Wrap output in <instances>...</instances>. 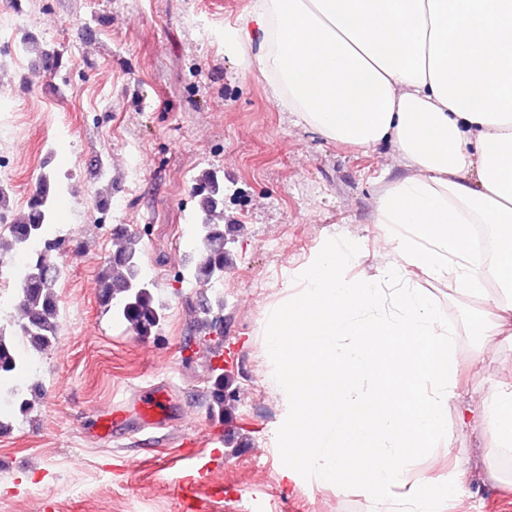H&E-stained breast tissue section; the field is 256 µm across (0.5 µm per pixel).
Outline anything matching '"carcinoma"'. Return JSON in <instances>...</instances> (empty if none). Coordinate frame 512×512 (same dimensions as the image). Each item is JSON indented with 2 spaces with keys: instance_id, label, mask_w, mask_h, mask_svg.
Returning a JSON list of instances; mask_svg holds the SVG:
<instances>
[{
  "instance_id": "obj_1",
  "label": "carcinoma",
  "mask_w": 512,
  "mask_h": 512,
  "mask_svg": "<svg viewBox=\"0 0 512 512\" xmlns=\"http://www.w3.org/2000/svg\"><path fill=\"white\" fill-rule=\"evenodd\" d=\"M195 183L199 213L194 243L185 255L177 281H220L222 273L233 265V252L227 249V240L235 233V225L222 222L224 176L215 169H206L197 176ZM57 186L54 173L44 174L30 194L26 209L0 231V265L4 264L5 257L28 249L35 240L48 237L55 219ZM112 240L113 249L98 274V303L127 323L136 335L155 337L165 320V308L155 295L156 284L150 282L142 265V238L136 232L120 228L112 231ZM63 273L62 265L51 255L30 264L24 285L17 289L23 321H0V391L5 389L10 393L22 415L33 410L42 385L36 382L19 391L10 386V382L24 372L29 356L46 352L57 341L56 287ZM223 310L222 293L200 299L194 306L196 330L204 334L218 332ZM233 384V377L224 374V369H212L211 415L224 417V408L232 405L236 397Z\"/></svg>"
}]
</instances>
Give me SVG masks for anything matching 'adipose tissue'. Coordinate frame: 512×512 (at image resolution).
I'll return each mask as SVG.
<instances>
[{"mask_svg": "<svg viewBox=\"0 0 512 512\" xmlns=\"http://www.w3.org/2000/svg\"><path fill=\"white\" fill-rule=\"evenodd\" d=\"M224 50L297 125L399 162L375 204L377 279L348 278L358 254L328 244L264 334L299 469L359 481L372 512H436L461 469L410 482L406 461L445 438L461 359L413 279L481 299L512 335V0H249ZM480 406L511 448L512 389Z\"/></svg>", "mask_w": 512, "mask_h": 512, "instance_id": "ef3b65f1", "label": "adipose tissue"}]
</instances>
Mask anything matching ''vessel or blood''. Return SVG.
I'll list each match as a JSON object with an SVG mask.
<instances>
[{
  "label": "vessel or blood",
  "mask_w": 512,
  "mask_h": 512,
  "mask_svg": "<svg viewBox=\"0 0 512 512\" xmlns=\"http://www.w3.org/2000/svg\"><path fill=\"white\" fill-rule=\"evenodd\" d=\"M170 414L171 405L163 388L156 385L139 388L131 391L126 400L113 404L111 409L99 414V426L94 437L103 441L126 433L133 418L143 425L163 428L168 425ZM208 474V467L196 466L191 474L182 476L178 491L185 512H192L196 488Z\"/></svg>",
  "instance_id": "b4317fda"
}]
</instances>
